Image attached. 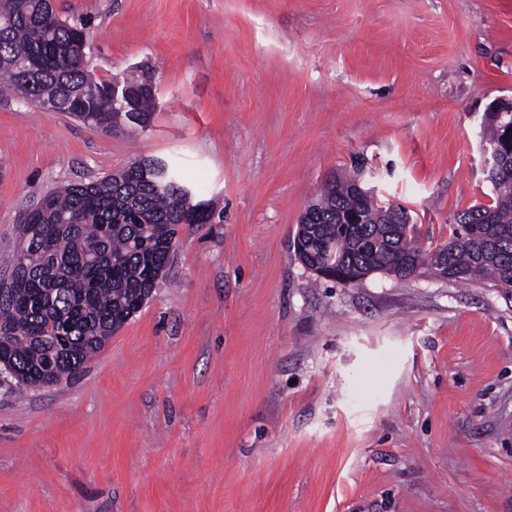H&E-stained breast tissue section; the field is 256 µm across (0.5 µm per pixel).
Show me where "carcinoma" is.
I'll return each instance as SVG.
<instances>
[{"instance_id":"obj_1","label":"carcinoma","mask_w":512,"mask_h":512,"mask_svg":"<svg viewBox=\"0 0 512 512\" xmlns=\"http://www.w3.org/2000/svg\"><path fill=\"white\" fill-rule=\"evenodd\" d=\"M86 25L62 20L50 0H4L0 10V91L24 99L53 96L66 112L92 126L147 127L155 94L144 75L122 80L139 90L130 101L112 96L114 82L89 71ZM483 137L492 203L459 212L448 241L455 280H491L512 294V112H487ZM354 177L324 184L311 205L313 224H300L298 260L330 267L336 260L359 276L391 274L409 258H425L405 225L407 213L371 195L351 192ZM349 212L359 224H343ZM210 215L169 164L140 157L99 180L74 182L46 194L20 219L14 263L0 280V349L26 387H51L98 353L112 333L166 274L178 226L205 224Z\"/></svg>"}]
</instances>
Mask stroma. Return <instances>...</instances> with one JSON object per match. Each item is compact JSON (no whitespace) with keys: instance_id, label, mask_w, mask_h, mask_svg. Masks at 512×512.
Wrapping results in <instances>:
<instances>
[{"instance_id":"stroma-1","label":"stroma","mask_w":512,"mask_h":512,"mask_svg":"<svg viewBox=\"0 0 512 512\" xmlns=\"http://www.w3.org/2000/svg\"><path fill=\"white\" fill-rule=\"evenodd\" d=\"M96 78L143 70L148 129L0 99V275L45 194L139 155L211 219L51 388L0 383V512H512V296L425 269L356 285L296 259L358 172L425 248L491 203L485 112L512 101V0H52Z\"/></svg>"}]
</instances>
